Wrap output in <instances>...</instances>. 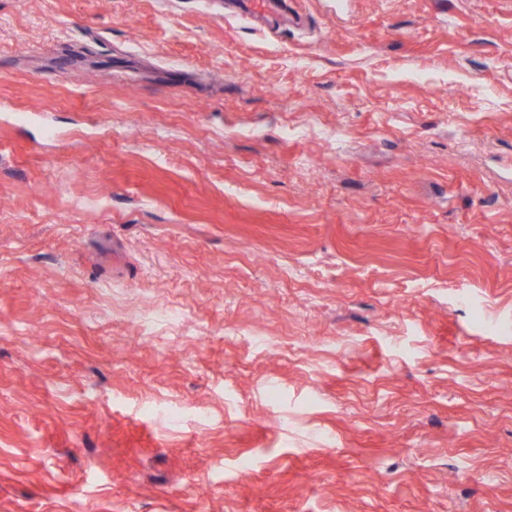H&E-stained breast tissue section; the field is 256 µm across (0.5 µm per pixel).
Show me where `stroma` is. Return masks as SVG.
Instances as JSON below:
<instances>
[{
	"label": "stroma",
	"mask_w": 512,
	"mask_h": 512,
	"mask_svg": "<svg viewBox=\"0 0 512 512\" xmlns=\"http://www.w3.org/2000/svg\"><path fill=\"white\" fill-rule=\"evenodd\" d=\"M1 100L0 512H512V0H0Z\"/></svg>",
	"instance_id": "stroma-1"
}]
</instances>
